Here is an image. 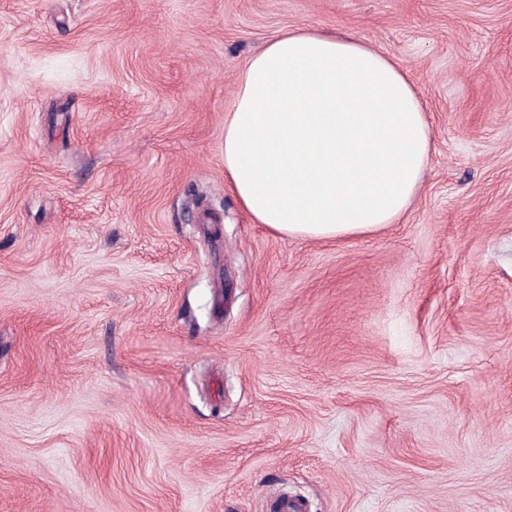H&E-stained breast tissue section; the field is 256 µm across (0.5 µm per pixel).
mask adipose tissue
I'll return each mask as SVG.
<instances>
[{"instance_id": "ef3b65f1", "label": "adipose tissue", "mask_w": 512, "mask_h": 512, "mask_svg": "<svg viewBox=\"0 0 512 512\" xmlns=\"http://www.w3.org/2000/svg\"><path fill=\"white\" fill-rule=\"evenodd\" d=\"M432 152L409 76L347 37L297 29L255 53L224 119V177L275 233L331 239L394 223Z\"/></svg>"}]
</instances>
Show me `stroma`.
<instances>
[{
	"instance_id": "obj_1",
	"label": "stroma",
	"mask_w": 512,
	"mask_h": 512,
	"mask_svg": "<svg viewBox=\"0 0 512 512\" xmlns=\"http://www.w3.org/2000/svg\"><path fill=\"white\" fill-rule=\"evenodd\" d=\"M395 61L399 219L254 221L224 118L279 33ZM512 512V0H0V512Z\"/></svg>"
}]
</instances>
